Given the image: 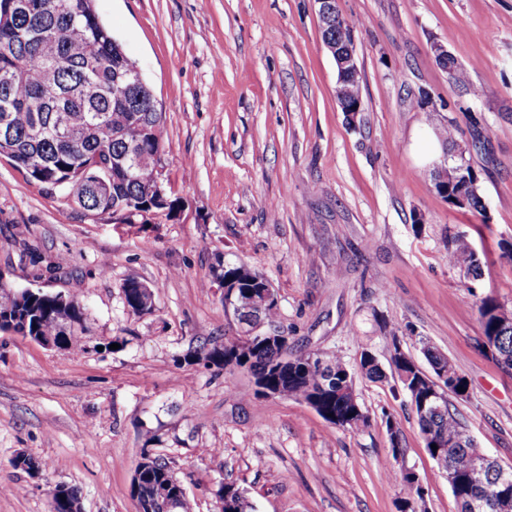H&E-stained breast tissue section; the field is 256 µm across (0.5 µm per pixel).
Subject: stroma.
<instances>
[{
	"label": "stroma",
	"mask_w": 512,
	"mask_h": 512,
	"mask_svg": "<svg viewBox=\"0 0 512 512\" xmlns=\"http://www.w3.org/2000/svg\"><path fill=\"white\" fill-rule=\"evenodd\" d=\"M163 114L172 210L150 223L90 215L0 155V270L16 290L84 308L81 348L0 330V512H135L143 453L164 458L193 512L244 490L256 512H399L387 421L425 490L424 512H460L394 375L356 378L369 423L330 426L293 397L207 352L240 326L218 261L262 274L294 353L355 361L420 341L465 375L448 404L478 448L512 466V371L483 343L481 299L512 312V0H339L354 24L362 110L342 112L315 0H94ZM443 45L480 97L437 62ZM454 123V144L438 129ZM465 148L482 210L436 195L432 172ZM465 237L474 290L448 262ZM152 312L127 307V277ZM24 455L36 467L15 466Z\"/></svg>",
	"instance_id": "obj_1"
}]
</instances>
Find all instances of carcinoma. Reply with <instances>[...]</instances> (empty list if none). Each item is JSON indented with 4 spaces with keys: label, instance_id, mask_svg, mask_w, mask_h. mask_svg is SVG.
<instances>
[{
    "label": "carcinoma",
    "instance_id": "cac0c4a2",
    "mask_svg": "<svg viewBox=\"0 0 512 512\" xmlns=\"http://www.w3.org/2000/svg\"><path fill=\"white\" fill-rule=\"evenodd\" d=\"M11 15L0 11V69L10 68L15 78L3 88L0 86V123L12 130V141L0 143V154L25 170L34 181L61 188L66 196L83 210L93 214L124 213L133 209L145 213L171 210L174 202L163 207L155 204L150 189L155 180L154 169L148 165L127 175L118 159L130 150L154 154L162 148V113L158 112L147 84L137 86L124 80L132 67L121 45L101 22L93 0H16ZM334 39L353 44V24L340 18L331 30ZM47 129L58 126L70 136L46 137L35 140L29 136L34 125ZM108 164V186L101 187L90 177L89 166L98 161ZM472 185L462 188L448 186L441 197L451 202L456 196L467 195V208H484L476 178ZM469 243L462 236L452 239L448 248V262L459 266ZM215 277L236 287L235 297L244 301L265 286L267 280L243 264H224L215 270ZM74 324L65 328L62 311L56 296L40 293L24 295L16 305L11 320L0 325L19 326L31 336H62L70 350L81 348L74 326L80 324L81 307L68 301ZM496 308L491 299L478 306L483 335L497 337L499 355L504 366L512 369V329L497 327L489 312ZM255 317L268 323L278 332L275 303L254 310ZM394 353L391 368L397 374L402 391L416 414L430 457L437 470L448 472V446L455 447L456 463L460 473L459 484L452 490L455 498H477L491 502L503 492L498 485V472L486 471L480 481L467 476L466 456L475 450L472 435L452 413L448 404L429 415L420 411V395L437 387L435 372L441 369L452 375L458 369L437 349L422 343L433 375L419 379L411 368V357L400 352L397 336H390ZM207 359L224 367L240 368L250 373L254 384L282 386L288 396L336 416L334 426L358 429L368 424L369 416L358 400L355 374L361 371L377 381L384 372L376 356L368 349L359 353L356 364L344 358L319 353H295L289 345L277 340L263 339L253 347L245 346L241 337H227L224 346L207 353ZM437 445L434 450L431 445ZM146 461L138 481L132 483L131 497L140 512H170L167 501L155 496V487L165 483L175 497V512H192L183 485L173 476L165 461L143 455ZM400 464L391 470L392 479L405 494L401 512H416L415 504L423 497L420 486L406 474ZM223 512H255L244 492L232 484L224 486L221 495Z\"/></svg>",
    "mask_w": 512,
    "mask_h": 512
}]
</instances>
